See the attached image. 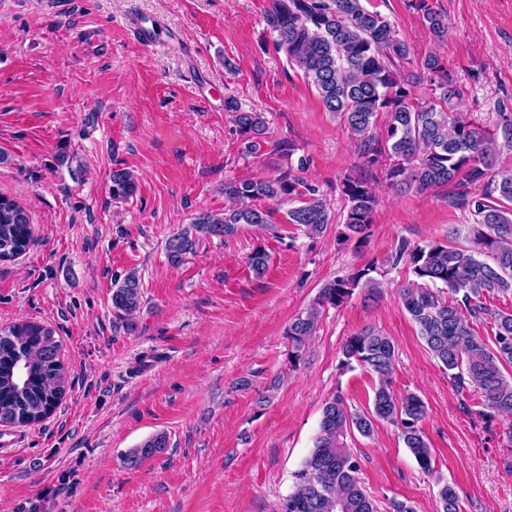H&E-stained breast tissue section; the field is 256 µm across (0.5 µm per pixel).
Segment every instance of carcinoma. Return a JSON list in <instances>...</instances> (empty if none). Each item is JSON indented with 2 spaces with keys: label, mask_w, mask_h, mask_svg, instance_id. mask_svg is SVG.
Segmentation results:
<instances>
[{
  "label": "carcinoma",
  "mask_w": 512,
  "mask_h": 512,
  "mask_svg": "<svg viewBox=\"0 0 512 512\" xmlns=\"http://www.w3.org/2000/svg\"><path fill=\"white\" fill-rule=\"evenodd\" d=\"M423 22L437 38L448 31L447 16L429 0H412ZM266 29L315 86L326 109L340 116L355 138L365 172L381 169L389 185L402 193L427 194L450 187L451 202L474 217L468 245L440 241L412 246L403 241L389 258L403 263L410 275L399 299L419 330L429 352L448 370L458 387H471L480 396L478 415L487 427L508 425L512 443V311L490 310L488 294H512V171L497 165L500 146L512 150V114H499L495 134L454 112L460 97L442 61L429 55L413 78L425 80L439 94L420 99L401 79L398 63H412L410 50L390 21L370 10L364 0H272L264 15ZM244 149H260L267 121L261 112H238L232 103ZM387 114L384 132L375 131L379 113ZM136 192L134 174L112 170V199L123 201ZM342 192L347 213L342 235L361 243L369 236L377 197L361 174L349 175ZM224 197L230 206L200 213L166 242L173 264L193 253L202 238H229L240 225L264 226L272 211L265 203H289L287 223L297 224L310 238L331 223L327 201L288 170L276 177L228 179ZM33 242L30 215L19 202L0 195V262H11ZM269 254L258 248L249 257L257 276L268 269ZM385 271L372 263L338 277L320 289L318 297L286 330L288 363L296 366L316 334L322 313L338 308L360 291L376 301ZM140 276L128 272L112 288V311L121 318L142 304ZM490 317L492 342L476 334L472 323ZM55 331L40 322L24 321L0 328V426L23 427L44 421L57 408L67 387ZM339 367L358 365L375 374L378 384L368 407L350 410L336 394L322 409L313 448L294 473V490L280 502L278 512H378L361 478V460L348 448L347 438L371 436L377 423L400 431L406 448L426 473H433L432 450L420 426L426 416L422 398L411 391L395 393L391 374L395 346L373 327L348 336L341 346ZM168 436L158 432L126 454L137 467L168 448ZM442 512H460L456 488L437 482Z\"/></svg>",
  "instance_id": "cac0c4a2"
}]
</instances>
